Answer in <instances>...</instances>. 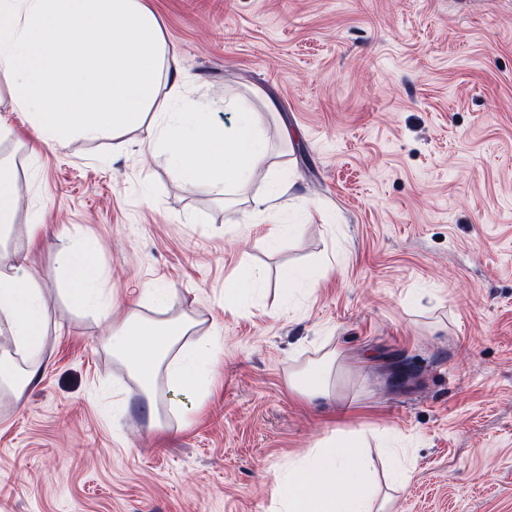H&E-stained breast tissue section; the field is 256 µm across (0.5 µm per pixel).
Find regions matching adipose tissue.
Instances as JSON below:
<instances>
[{"label":"adipose tissue","instance_id":"obj_1","mask_svg":"<svg viewBox=\"0 0 512 512\" xmlns=\"http://www.w3.org/2000/svg\"><path fill=\"white\" fill-rule=\"evenodd\" d=\"M13 112L38 138L61 144L147 127L155 144L191 187L217 196L236 192L264 156L258 113L240 110L234 129L189 111L158 16L143 0H0V85ZM20 201L10 165L0 162V388L22 396L39 382L47 361L48 304L38 278L18 253L4 249ZM79 305L103 308L100 273L89 253L61 249ZM185 315L163 321L129 311L103 340L131 372L148 404V426L168 428L156 384L200 392L216 355V337L193 339ZM339 355L327 348L293 372L289 387L309 398L333 399ZM361 433H334L308 457L275 478L283 512H389L370 480L374 463Z\"/></svg>","mask_w":512,"mask_h":512}]
</instances>
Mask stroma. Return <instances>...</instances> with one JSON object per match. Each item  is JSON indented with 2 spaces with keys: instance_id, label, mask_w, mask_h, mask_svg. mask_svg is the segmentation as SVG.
<instances>
[{
  "instance_id": "obj_1",
  "label": "stroma",
  "mask_w": 512,
  "mask_h": 512,
  "mask_svg": "<svg viewBox=\"0 0 512 512\" xmlns=\"http://www.w3.org/2000/svg\"><path fill=\"white\" fill-rule=\"evenodd\" d=\"M146 3L190 102L228 127L225 93L261 113L265 160L227 203L145 131L47 146L0 104L30 203L6 247L50 304L41 381L0 390V512H275L280 470L361 429L392 512H512V0ZM276 221L294 230L273 245ZM89 240L102 310L56 263ZM295 268L321 275L296 287ZM154 285L219 340L201 396L164 395L186 420L152 432L101 338L128 310L161 318ZM325 344L336 398L304 401L288 374Z\"/></svg>"
}]
</instances>
